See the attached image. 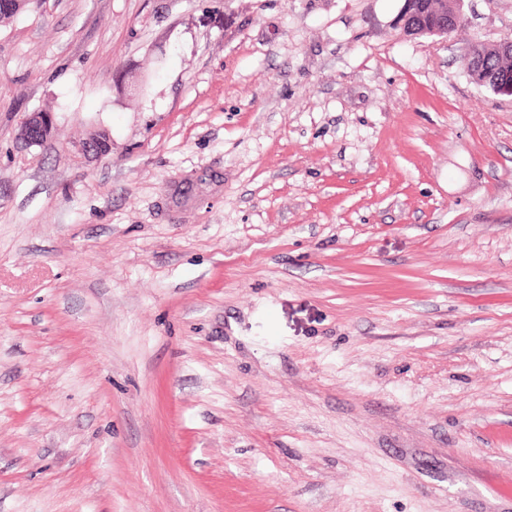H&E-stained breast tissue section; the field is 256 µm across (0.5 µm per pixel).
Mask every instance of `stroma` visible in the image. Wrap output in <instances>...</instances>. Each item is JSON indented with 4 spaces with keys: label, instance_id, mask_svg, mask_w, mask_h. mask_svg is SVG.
Instances as JSON below:
<instances>
[{
    "label": "stroma",
    "instance_id": "obj_1",
    "mask_svg": "<svg viewBox=\"0 0 512 512\" xmlns=\"http://www.w3.org/2000/svg\"><path fill=\"white\" fill-rule=\"evenodd\" d=\"M402 5L0 22V512H512V0ZM438 1H442L443 6L441 7L438 17L439 22L437 26H431L429 25L427 27V30L429 32V36H436V37H444L443 29H448V24L450 23H457L462 20V12L454 11L452 13H448V1L447 0H436V1H425L426 8L429 12V14H433L437 10V6L439 5ZM512 39L504 37L496 44H485L481 41H476V48L473 54L475 61H464V66L468 76L471 78L476 70L481 69V73H494L498 77H505L509 75L512 80V53L501 52L495 45L506 48L511 46ZM474 62V63H473ZM474 64V65H473ZM54 118L50 112H31L21 120L16 142L22 148L40 146L52 136Z\"/></svg>",
    "mask_w": 512,
    "mask_h": 512
}]
</instances>
